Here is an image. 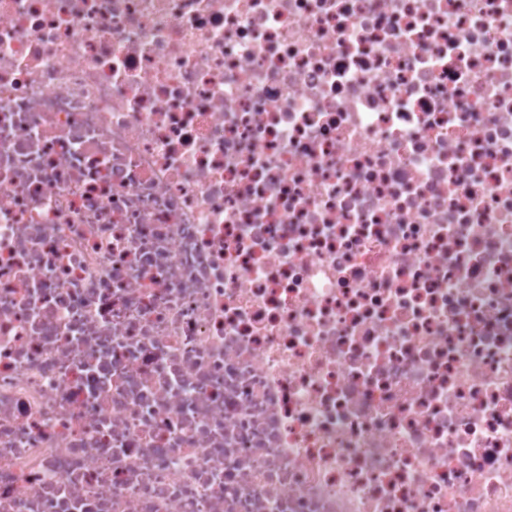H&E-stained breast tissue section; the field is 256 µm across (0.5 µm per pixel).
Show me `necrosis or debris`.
Segmentation results:
<instances>
[{"mask_svg": "<svg viewBox=\"0 0 512 512\" xmlns=\"http://www.w3.org/2000/svg\"><path fill=\"white\" fill-rule=\"evenodd\" d=\"M0 512H512V0H0Z\"/></svg>", "mask_w": 512, "mask_h": 512, "instance_id": "1", "label": "necrosis or debris"}]
</instances>
